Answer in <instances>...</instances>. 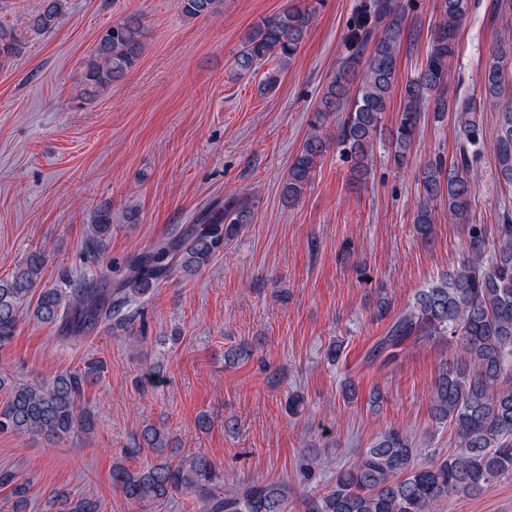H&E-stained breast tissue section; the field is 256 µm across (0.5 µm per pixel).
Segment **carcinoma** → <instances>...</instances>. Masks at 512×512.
<instances>
[{
	"instance_id": "carcinoma-1",
	"label": "carcinoma",
	"mask_w": 512,
	"mask_h": 512,
	"mask_svg": "<svg viewBox=\"0 0 512 512\" xmlns=\"http://www.w3.org/2000/svg\"><path fill=\"white\" fill-rule=\"evenodd\" d=\"M220 0H182L189 18L208 17ZM470 0H440L439 19L431 29L429 50L417 75L402 89L404 106L395 126L385 130L397 78V61L405 32V11L398 0H365L347 27L348 54L327 86L322 112L346 111L336 120L334 142L350 163L353 178H365L376 140L387 133L394 161H407L416 136L432 112L439 121L453 112L463 139L451 162L441 155L429 160L419 175L415 230L431 238L435 210L448 209V222L465 233V256L457 266L420 289L398 314L374 349L392 362L404 343L426 337L454 341L463 363L443 366L428 400L432 420L451 427L457 449L420 458L416 441L406 431L389 428L362 449L323 489L297 494L285 479L240 481L203 452L180 457L167 452L168 431L151 424L131 434L120 456L112 461V486L130 505L156 504L190 496L201 512H436L452 495L480 493L494 480L512 476V219L490 231L471 223V196L480 179L477 159L482 129L476 113L497 110L499 134L494 144L498 178L512 185V98L502 96L512 81V30L502 29L482 72L483 97L448 103L445 86L448 59L456 29ZM66 0H44L43 10L30 19L32 27L48 31L64 12ZM314 20V10L297 3L262 20L245 39L234 67L249 73L270 58L291 61ZM145 30L140 17L130 15L104 30L84 65L91 87L121 79L142 55ZM371 48L361 81L354 83V64ZM18 50L15 30L0 26V66ZM328 139L309 133L293 158L282 186V197L297 201L327 150ZM250 220V207L234 196L202 212L197 223L179 236L159 242L126 260L123 278L81 279L71 288H39L46 264L42 251H31L9 277L0 279V342L13 336L22 314L57 327L60 338L75 340L105 324L125 333L132 344L146 337L134 328L139 307L160 281L174 273L191 276L207 265L217 250L238 236ZM108 214L94 225V248L111 233ZM254 349L239 342L224 350V366L249 362ZM107 363L92 358L83 368L65 370L49 380L16 381L0 376V432L18 437L41 435L52 441L94 432L96 418L83 400L86 388L98 382ZM0 488L10 489V512H27L29 485L8 469L0 470ZM52 512H100L98 499L53 489Z\"/></svg>"
}]
</instances>
